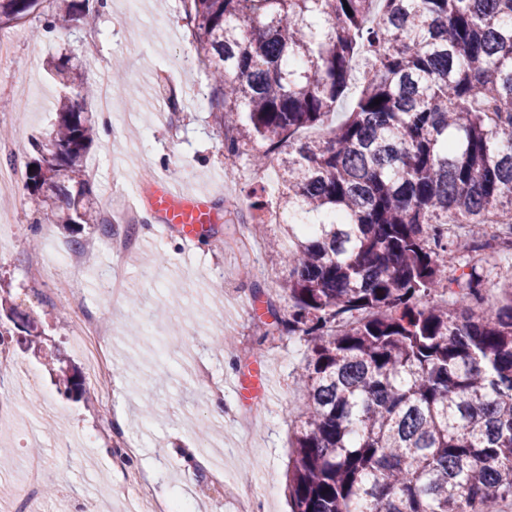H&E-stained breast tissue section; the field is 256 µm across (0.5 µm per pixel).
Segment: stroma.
Returning <instances> with one entry per match:
<instances>
[{
    "label": "stroma",
    "instance_id": "stroma-1",
    "mask_svg": "<svg viewBox=\"0 0 512 512\" xmlns=\"http://www.w3.org/2000/svg\"><path fill=\"white\" fill-rule=\"evenodd\" d=\"M181 15V0H112L95 26L50 29L41 8L16 32L12 72L0 76V128L13 133L0 142V158L27 164L31 138L50 131L60 91L50 64L58 57L82 65L91 83L98 61L122 66L125 79L113 86L110 136L96 138L85 161L89 201L102 223L69 231L37 210L27 190L0 195V208L12 220L0 229V329L11 332L8 349L38 370L42 386L7 415L0 431V502L15 498L29 460L36 458L44 466L46 491L38 512H139L136 498L107 492L116 479L112 443L122 434L139 446L131 465L146 472L154 499L181 497L189 512H236L247 491L255 512H290L289 437L301 403L296 373L307 344L297 336L264 333L274 315L288 312L277 290L286 269L265 252L224 245L251 227L253 183L245 158L224 154L214 121L217 103L201 67L172 71L167 87L154 80L182 52ZM29 74L37 78L36 100L26 110L20 79ZM228 165L235 180L224 177ZM138 167L151 168L180 192L209 196L215 213L209 244L189 248L177 232L159 228L148 206L151 187L134 175ZM228 196L243 204L238 221L224 217ZM126 208L142 221L125 260L127 294L112 299L102 292L110 255L89 244L112 234L115 217ZM55 241L83 248L81 267L65 272L82 288L81 303L28 273L30 259L49 252ZM245 267L251 277L242 275ZM14 305L30 314L33 335L8 319ZM78 307L112 329V369L92 383L88 400L64 392L72 373L89 370L72 341ZM186 345L206 372L185 362ZM214 393L224 397L220 419L209 411ZM240 442L249 443V456H239ZM187 448L223 455V485L212 484L204 465L186 468Z\"/></svg>",
    "mask_w": 512,
    "mask_h": 512
}]
</instances>
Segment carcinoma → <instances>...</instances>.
Here are the masks:
<instances>
[{
  "instance_id": "cac0c4a2",
  "label": "carcinoma",
  "mask_w": 512,
  "mask_h": 512,
  "mask_svg": "<svg viewBox=\"0 0 512 512\" xmlns=\"http://www.w3.org/2000/svg\"><path fill=\"white\" fill-rule=\"evenodd\" d=\"M41 2L0 0V28ZM49 18L88 24L89 0ZM185 18L224 152L278 161L288 315L270 312L308 345L291 512L512 500V282L489 302L498 264L477 255L490 218L512 217V0H189ZM52 71L25 187L53 223L93 224L91 89L67 57Z\"/></svg>"
}]
</instances>
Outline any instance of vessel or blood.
<instances>
[{"instance_id": "b4317fda", "label": "vessel or blood", "mask_w": 512, "mask_h": 512, "mask_svg": "<svg viewBox=\"0 0 512 512\" xmlns=\"http://www.w3.org/2000/svg\"><path fill=\"white\" fill-rule=\"evenodd\" d=\"M149 206L160 217L162 229L177 231L188 246L195 245L201 233L213 222L207 197L176 192L164 179L155 182Z\"/></svg>"}]
</instances>
